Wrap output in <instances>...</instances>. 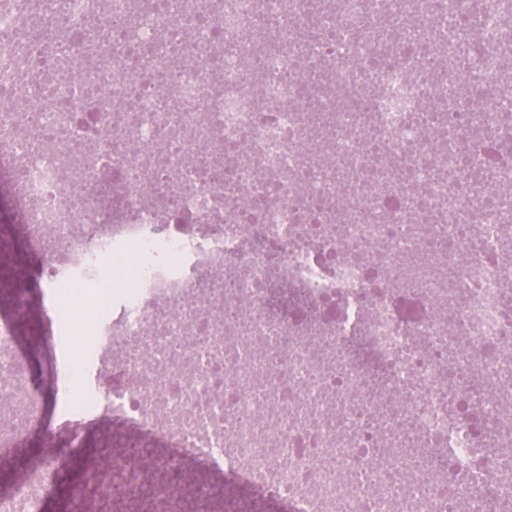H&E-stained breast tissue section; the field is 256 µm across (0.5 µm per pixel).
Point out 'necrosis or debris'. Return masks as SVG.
<instances>
[{
  "label": "necrosis or debris",
  "instance_id": "necrosis-or-debris-1",
  "mask_svg": "<svg viewBox=\"0 0 512 512\" xmlns=\"http://www.w3.org/2000/svg\"><path fill=\"white\" fill-rule=\"evenodd\" d=\"M0 185L64 418L284 512L512 505V0H0Z\"/></svg>",
  "mask_w": 512,
  "mask_h": 512
}]
</instances>
